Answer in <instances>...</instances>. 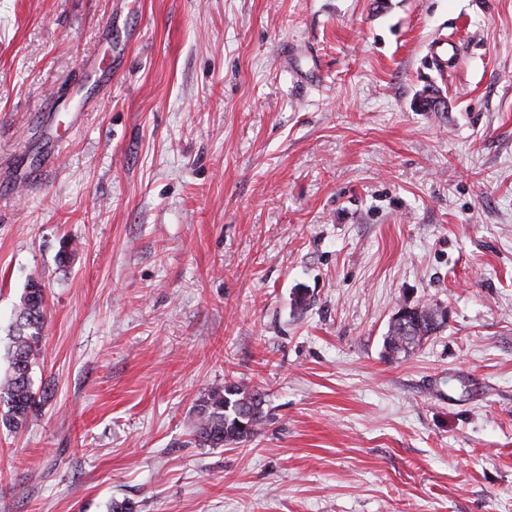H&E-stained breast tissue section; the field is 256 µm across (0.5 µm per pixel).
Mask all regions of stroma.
I'll list each match as a JSON object with an SVG mask.
<instances>
[{
    "instance_id": "obj_1",
    "label": "stroma",
    "mask_w": 512,
    "mask_h": 512,
    "mask_svg": "<svg viewBox=\"0 0 512 512\" xmlns=\"http://www.w3.org/2000/svg\"><path fill=\"white\" fill-rule=\"evenodd\" d=\"M33 279L0 512H512V0H0V377ZM46 312L44 288L32 280L16 308L8 352L9 371L0 378V426L8 431L28 426L37 415L31 371L42 347ZM417 323L413 324L406 333L402 334L399 324L394 321V315L403 316V309H398L392 316L388 331L384 337V356L388 359H399L409 356L432 336L437 335L447 325L448 312L438 303L412 306ZM264 396L259 388L236 380L211 388L194 408V443L220 448L251 441L264 422Z\"/></svg>"
}]
</instances>
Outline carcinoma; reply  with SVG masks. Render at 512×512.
I'll return each mask as SVG.
<instances>
[{"label":"carcinoma","mask_w":512,"mask_h":512,"mask_svg":"<svg viewBox=\"0 0 512 512\" xmlns=\"http://www.w3.org/2000/svg\"><path fill=\"white\" fill-rule=\"evenodd\" d=\"M46 312L44 288L33 280L16 308L9 371L0 378V426L9 431L28 426L37 415L31 371L42 347ZM413 312L417 323L404 334L397 322H389L384 337L386 358L410 355L447 325L448 312L438 303L415 306ZM264 402V393L259 388L242 381L228 380L211 388L194 408V443L220 448L251 441L264 422Z\"/></svg>","instance_id":"1"}]
</instances>
